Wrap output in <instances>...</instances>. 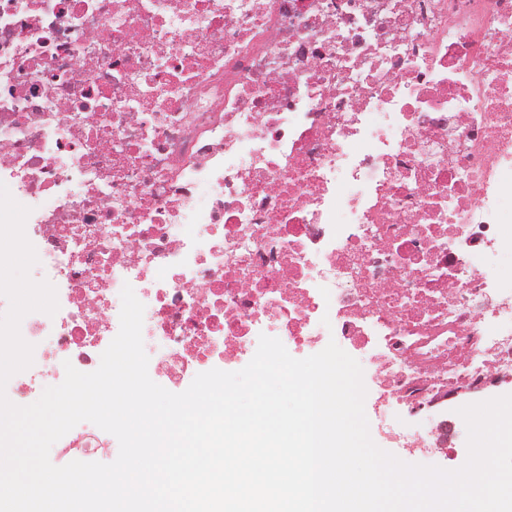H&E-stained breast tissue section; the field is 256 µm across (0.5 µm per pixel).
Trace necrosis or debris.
<instances>
[{"label":"necrosis or debris","instance_id":"obj_1","mask_svg":"<svg viewBox=\"0 0 512 512\" xmlns=\"http://www.w3.org/2000/svg\"><path fill=\"white\" fill-rule=\"evenodd\" d=\"M512 0H0V182L55 315L35 402L144 304L148 373L331 338L408 452L450 390L512 380Z\"/></svg>","mask_w":512,"mask_h":512}]
</instances>
